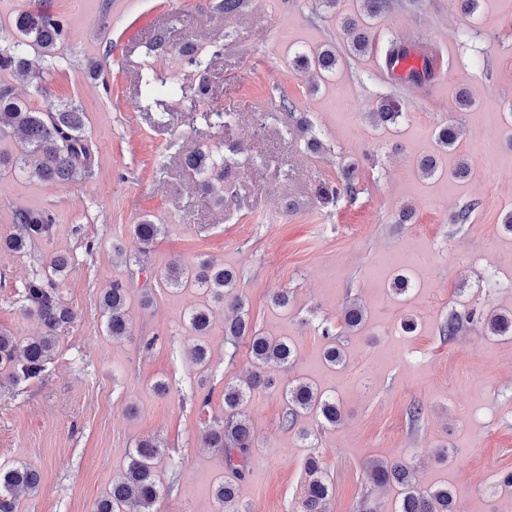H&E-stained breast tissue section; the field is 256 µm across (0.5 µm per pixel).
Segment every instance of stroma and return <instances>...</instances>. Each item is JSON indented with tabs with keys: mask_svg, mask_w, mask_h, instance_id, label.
Returning <instances> with one entry per match:
<instances>
[{
	"mask_svg": "<svg viewBox=\"0 0 512 512\" xmlns=\"http://www.w3.org/2000/svg\"><path fill=\"white\" fill-rule=\"evenodd\" d=\"M403 2L378 30L442 55L420 87L382 74L372 57L346 56L343 19L360 0L333 8L288 0L284 11L277 0H248L231 17L199 0H45L70 34L65 69H48L33 52L31 77L0 72V85L36 110L79 106L95 167L54 185L0 171V236L15 232L17 210L55 217L51 239L0 252V331L39 332L20 293L56 254L70 259L59 291L76 313L42 379L0 387V463L41 475L18 512H92L145 438L163 451L157 512H216L213 490L232 474L201 434L223 417L224 384L247 377L251 357L247 340L225 338L223 310L206 336H194L184 316L202 295L162 282L169 264L201 259L234 269L257 329L288 338L296 351L288 372L243 407L255 435L239 483L250 512H299L314 451L334 487L331 512H356L365 499L374 512H393L399 487L368 483L375 459L409 460L415 484L448 487L456 512H512V487L501 482L512 472V337L491 335L478 320L453 340L439 334L454 311L512 310V232L503 226L512 211V0H480L470 15L454 0ZM159 37L168 52H154ZM327 45L343 56L334 71L298 69L297 52ZM187 48L209 53L208 67L188 64ZM93 64L100 78L91 77ZM150 69L174 84L165 105L145 93L141 76ZM461 87L475 100L466 111L455 106ZM283 95L312 134H285L273 117ZM389 96L401 112L397 124L372 126L368 112ZM226 110L238 114L228 127L216 118ZM450 121L462 129L455 150L440 156L436 176L421 177L416 159L435 150L436 128ZM313 135L323 149L309 147ZM196 149L237 165L222 197L205 193L185 164ZM462 157L472 172L453 178ZM351 161L363 167L364 192L326 199L324 188ZM467 203L476 206L469 222L452 223ZM407 207L414 216L399 223ZM143 219L163 227L144 268L114 254L133 250L132 228ZM400 272L413 287L397 299L390 282ZM116 282L130 289V334L121 340L108 335L101 307ZM281 290L284 308L271 301ZM353 301L366 308L367 323L339 334L345 363L326 366L322 328ZM408 321L414 332L404 331ZM150 337L154 346L144 348ZM199 343L211 352L204 367L190 356ZM296 379L335 398L341 422L322 429L307 414L286 428L282 387ZM158 381L166 394L154 392ZM414 405L422 408L415 423ZM303 428L313 438L301 439Z\"/></svg>",
	"mask_w": 512,
	"mask_h": 512,
	"instance_id": "1",
	"label": "stroma"
}]
</instances>
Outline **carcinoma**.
<instances>
[{"mask_svg": "<svg viewBox=\"0 0 512 512\" xmlns=\"http://www.w3.org/2000/svg\"><path fill=\"white\" fill-rule=\"evenodd\" d=\"M245 0H217L214 9L226 16L241 11ZM395 7L394 0H361L360 12L344 21V33L348 54L363 55L374 51L375 31L373 20ZM16 35L13 42L0 47V70L25 76L30 69L26 48L35 47L42 57L50 58L52 69L60 67L56 61L57 50L67 39L65 21L40 6L24 10L14 20ZM407 47L400 38H388L386 49L379 54L378 67L390 77H395L393 66L397 59L407 55ZM300 63L313 66L315 71L330 72L336 69L340 57L332 48H327L308 59L298 56ZM435 54H424L421 69L412 71L404 81L421 85L433 74ZM145 90L153 95H167L165 82L158 81L154 72L142 77ZM279 110L285 112L289 121L305 129L302 116L296 112L294 101L281 96ZM401 113L393 102L386 101L369 113L374 126H389L397 123ZM20 139L24 145L21 157L15 160L16 168L25 172L32 170L40 181L50 184L69 181L78 171L92 172L93 153L85 128L84 113L71 105L56 107L49 105L44 112L31 110L13 96L11 88H0V136ZM458 140V129L453 123L439 128L436 145L446 152L454 148ZM211 155L194 153L188 155V166L206 176L203 184L207 190L214 186L207 179ZM362 174L357 163L341 170L336 185L325 189V194L339 198L356 199L361 193ZM14 221L20 233L0 237V250L19 252L37 241L48 240L54 232V217L46 210L21 209L15 212ZM162 233V225L144 219L133 225L135 243L134 262L140 261L152 251V246ZM69 260L63 254L51 258L48 266L36 270L23 285L21 308L35 317L42 331L37 336L20 339L0 331V375L13 382L39 380L54 357L58 331L72 323L76 315L61 300L59 281L67 274ZM162 279L172 288H183L193 284L217 305H225L236 316L224 321V336L230 341L246 338L255 371L246 384L227 382L224 384V419L203 430L205 447L224 453L228 469L237 475L244 468L255 437L250 419L242 412L244 402L252 391L272 384L270 373L288 371L296 355L286 338L266 336L255 330L245 302L236 290L238 275L209 260L193 264H172L162 274ZM128 288L121 282L112 284L101 298L106 317L107 332L114 339L127 336ZM211 309L204 306L188 313L190 328L202 335L210 325ZM473 315L462 316L451 313L440 327V335L453 338L460 331L463 321L472 320ZM367 321V312L356 303L348 304L342 313V328L348 332L360 330ZM484 329L495 336H512V312L493 310L482 320ZM322 335L328 341L324 360L331 366L344 363L342 350L335 344L336 328L327 325ZM286 410L284 421L294 423L299 416L313 414L320 426H334L341 420V410L336 400L326 397L308 382L293 381L284 389ZM160 444L154 439L137 443L128 454L126 469L112 480L110 491L94 503L92 512H156L155 504L162 496V485L157 478V463L160 459ZM306 479L303 484L302 512H330L333 487L325 479L320 459L311 455L305 463ZM370 483L376 487L397 484L401 488V500L394 512H453L451 492L445 488L422 489L411 479L410 465L402 461H372L367 470ZM40 485L38 472L26 465L0 464V512H17V492H34ZM214 499L218 512H248L239 506L237 486L233 481H222L214 488Z\"/></svg>", "mask_w": 512, "mask_h": 512, "instance_id": "1", "label": "carcinoma"}]
</instances>
